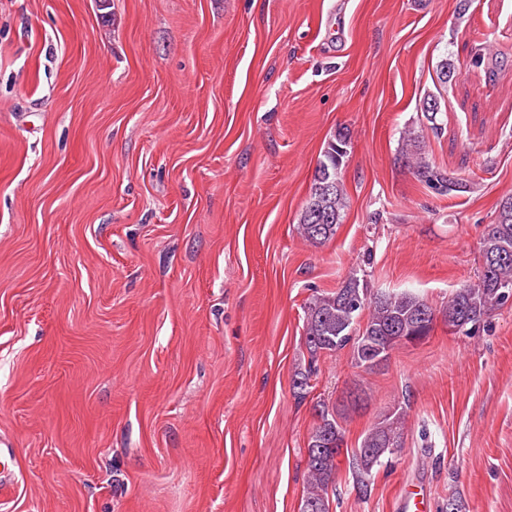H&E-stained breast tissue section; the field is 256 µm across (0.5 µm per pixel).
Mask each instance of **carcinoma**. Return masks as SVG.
Masks as SVG:
<instances>
[{"label":"carcinoma","instance_id":"obj_1","mask_svg":"<svg viewBox=\"0 0 512 512\" xmlns=\"http://www.w3.org/2000/svg\"><path fill=\"white\" fill-rule=\"evenodd\" d=\"M348 139L338 135L328 143L315 170L309 199L298 224L306 240L322 244L336 235L342 223L346 199L342 174L349 157ZM415 177L448 192L467 187L461 179L448 176L433 167L416 150L408 152ZM512 301V198L501 201L497 219L487 226L481 240V266L477 280L456 289L448 297V325L460 331L475 328L497 308ZM366 324H360L363 311ZM433 307L410 292L372 294L349 277L332 293L314 296L306 306L304 342L311 358L323 352H336L350 345L359 367L375 364L363 357L362 344L367 336L383 340L397 337L396 344L426 338L434 322ZM317 423L307 444L308 480L300 507L306 512H330L329 491L336 486L338 458L343 452L344 431L336 408L326 403L314 406ZM401 452L399 417L385 414L368 430L360 446L349 458L353 489L365 498L371 493L376 468L393 457L388 449Z\"/></svg>","mask_w":512,"mask_h":512}]
</instances>
